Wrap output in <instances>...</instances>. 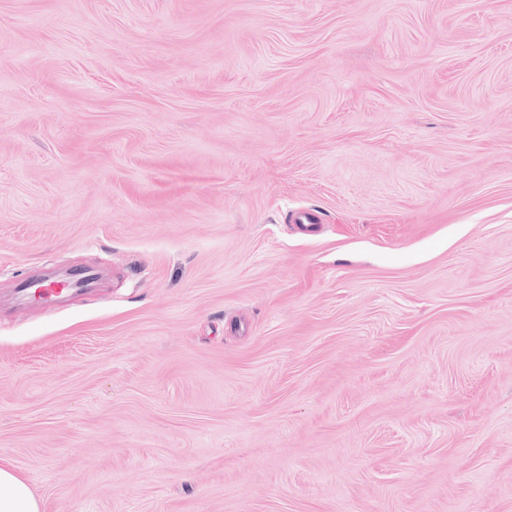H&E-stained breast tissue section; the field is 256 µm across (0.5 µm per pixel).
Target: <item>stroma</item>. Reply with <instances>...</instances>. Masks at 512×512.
<instances>
[{"label": "stroma", "mask_w": 512, "mask_h": 512, "mask_svg": "<svg viewBox=\"0 0 512 512\" xmlns=\"http://www.w3.org/2000/svg\"><path fill=\"white\" fill-rule=\"evenodd\" d=\"M53 266L102 277L10 303ZM0 467L512 512V0H0Z\"/></svg>", "instance_id": "1"}]
</instances>
